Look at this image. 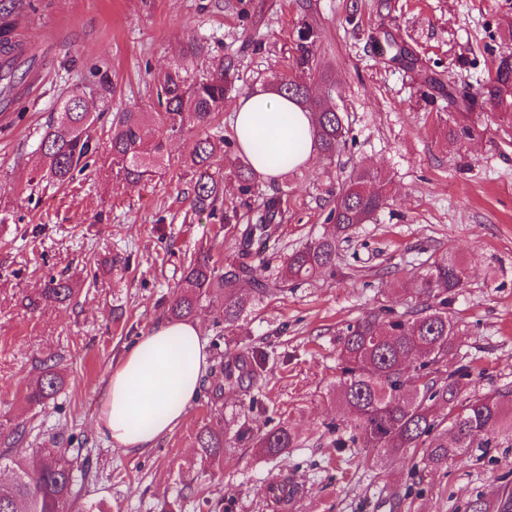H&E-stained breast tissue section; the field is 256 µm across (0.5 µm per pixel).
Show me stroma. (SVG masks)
<instances>
[{
    "instance_id": "35a3bbf8",
    "label": "stroma",
    "mask_w": 512,
    "mask_h": 512,
    "mask_svg": "<svg viewBox=\"0 0 512 512\" xmlns=\"http://www.w3.org/2000/svg\"><path fill=\"white\" fill-rule=\"evenodd\" d=\"M9 15L15 43L34 56L11 112L0 115V441L25 428L15 456L36 457L51 440L90 458L84 504L112 512H272L267 487L295 490L288 512H467L512 485V447L475 448L468 459L424 467L421 452L379 457L349 444L355 427L332 398L340 379L339 335L379 310L414 309L413 285L435 261L462 260L466 278L448 313L461 334L448 355L470 369L471 391L512 387V126L491 103L458 135L449 90L475 92L499 51L512 45V0H25ZM321 33L318 61L333 83L332 103L348 130L334 160L316 157L240 194L235 152L218 155L224 207L255 215L281 196L273 239L260 245L262 274L279 276L294 250L330 233L327 215L360 168L381 174L389 201L338 245L335 269L289 282L255 302L231 328L224 302L195 314L208 342L211 371L241 353L269 356L248 390L206 392L151 449L124 452L97 429L100 397L112 366L155 324L177 292L183 265L208 253L232 255L234 224L191 209V174L181 164L191 139L170 141V163L153 181L112 177L99 150L73 181L30 183L38 146L62 97L82 87L101 117L91 134L105 141L117 105L150 109L154 77L176 61L206 73L210 57L233 61V89L213 126L233 140L232 108L256 84L291 72L298 31ZM199 41L209 58L182 60ZM414 68L392 62L394 44ZM128 267L113 266L114 256ZM69 279L73 297L37 303L50 278ZM55 358L61 391L43 405L26 401L43 361ZM225 418L251 434L286 422L297 442L281 454L237 442L219 467L195 468L199 430Z\"/></svg>"
}]
</instances>
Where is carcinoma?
Instances as JSON below:
<instances>
[{
  "mask_svg": "<svg viewBox=\"0 0 512 512\" xmlns=\"http://www.w3.org/2000/svg\"><path fill=\"white\" fill-rule=\"evenodd\" d=\"M318 32L307 24L300 32L293 74L273 81L276 92L313 112L314 146L326 159H332L345 142L342 117L327 100L310 93L314 83L328 84V76L318 67L315 46ZM20 54L8 38V26L0 25V95H14L23 73ZM232 62L219 59L213 71L192 77L185 67L174 64L159 77L157 108L144 112L123 107L112 113L107 150L112 158L113 177L130 183L144 182L163 167L167 142L184 134L189 125L204 131L193 140L181 164L192 174V206L198 213L230 224L240 221L218 208L224 196V177L213 169V158L224 150L220 131H207L213 116L224 107L231 90ZM497 105L512 106V50L499 53L494 70L477 94L460 98L448 95L459 116L468 118L478 98ZM97 120L87 102V93L75 89L60 100L56 120L40 140L43 172L63 183L75 171L87 167L86 158L97 151L90 129ZM238 190L250 194L255 173L248 160L234 161ZM387 201L386 184L367 169L358 171L345 183L336 206L327 220L335 231L310 242L288 256L283 276L304 280L336 265L337 240L354 226L369 220ZM282 200L270 197L263 203V215L255 224L241 230L239 246L227 266L218 267L204 255L189 263L182 275L180 292L168 306L171 320L191 316L200 303L215 296L224 298V325L233 326L248 304L270 292L269 280L256 275L254 242L270 239ZM465 272L454 258L433 263L416 283L420 299L414 311L403 315L380 316L370 313L348 325L339 348L341 385L334 395L336 408L350 414L358 433L351 442L379 448L394 456L410 448L423 449L425 467L438 468L465 458L472 448L512 446V389L485 394L467 392V373L448 365V353L461 335L459 325L448 315V295L464 285ZM250 292L240 293L241 282ZM73 294L71 283L51 278L40 299L62 303ZM266 364V358L235 357L234 366L221 369L225 379H252ZM63 383L56 364L44 362L41 375L30 387L27 400L41 403L52 398ZM217 420L224 427L206 426L196 436L200 464L220 463L232 440L242 439L247 430L239 428L228 438L230 422ZM296 435L286 423H279L257 435L254 447L274 456L293 447ZM69 449L51 443L36 461L13 458L9 449L0 450V471L8 474L0 485V512H103L102 507L82 508L80 500L87 470L64 461ZM478 512H512V488L506 487L492 501L475 500Z\"/></svg>",
  "mask_w": 512,
  "mask_h": 512,
  "instance_id": "cac0c4a2",
  "label": "carcinoma"
}]
</instances>
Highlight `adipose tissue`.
Returning <instances> with one entry per match:
<instances>
[{
	"mask_svg": "<svg viewBox=\"0 0 512 512\" xmlns=\"http://www.w3.org/2000/svg\"><path fill=\"white\" fill-rule=\"evenodd\" d=\"M237 148L266 179L291 166L309 164L313 147L296 150L299 131L310 130L312 115L276 92L258 86L233 107ZM209 367V352L198 322L165 321L153 326L109 372L97 427L113 447H153L183 420Z\"/></svg>",
	"mask_w": 512,
	"mask_h": 512,
	"instance_id": "ef3b65f1",
	"label": "adipose tissue"
}]
</instances>
